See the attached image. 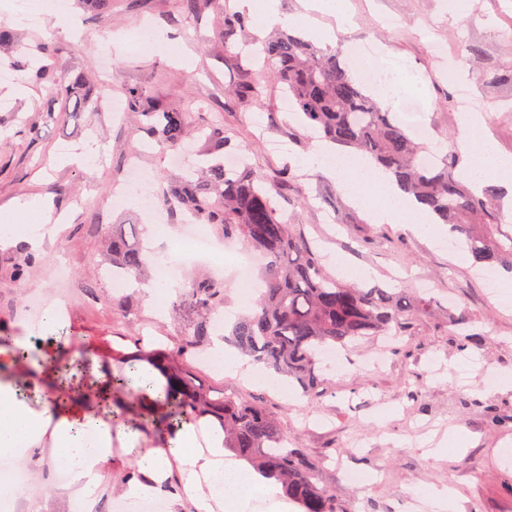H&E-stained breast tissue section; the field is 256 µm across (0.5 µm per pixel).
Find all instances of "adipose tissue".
Returning a JSON list of instances; mask_svg holds the SVG:
<instances>
[{
    "label": "adipose tissue",
    "instance_id": "1",
    "mask_svg": "<svg viewBox=\"0 0 512 512\" xmlns=\"http://www.w3.org/2000/svg\"><path fill=\"white\" fill-rule=\"evenodd\" d=\"M464 162L459 178L473 189L490 183L512 185V157L499 155L479 112L462 117ZM312 174L335 178L338 188L356 207L364 209L375 224H403L420 235H442L431 215L405 193L392 174L365 159L323 143L315 144L304 161ZM52 215L47 204L29 199L11 211L0 213V241L41 244ZM149 238L169 248L152 260L146 289L152 310L165 311L173 291L169 274L179 261V249L169 243L171 230L163 224L148 227ZM133 447L136 435L113 432L112 424L96 407L85 402L53 408L37 407L21 395L17 385L0 382V455L8 456L43 445L54 450L55 469L70 473L74 481L95 492L113 465V441ZM139 479L128 482L122 496L130 512L140 500L160 495L172 470L186 476L184 492L197 512H246L264 479L240 461L229 459L224 433L208 419L183 425L163 442L138 453Z\"/></svg>",
    "mask_w": 512,
    "mask_h": 512
}]
</instances>
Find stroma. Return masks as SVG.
Masks as SVG:
<instances>
[{
	"label": "stroma",
	"mask_w": 512,
	"mask_h": 512,
	"mask_svg": "<svg viewBox=\"0 0 512 512\" xmlns=\"http://www.w3.org/2000/svg\"><path fill=\"white\" fill-rule=\"evenodd\" d=\"M355 17L340 30L327 17L313 27L344 56L378 47L395 60L426 108L410 113L411 123L426 122L432 141L459 150L462 138L460 93L482 103L488 132L502 155H512V83L486 85L468 60L469 48L480 51L484 66L512 69V0H464L461 17L448 10V0H347ZM38 11L37 23L26 16ZM78 33L54 26L53 11L31 0H0V21L15 33L13 45L0 52V68H12L37 41L55 45L57 69L88 76L86 92L97 97L108 86L107 100L77 117L47 120L43 107L50 84L14 70L13 82L26 87L24 98L0 88V212L32 198L48 200L66 223L44 240L42 263L23 290L0 283V321L10 322L17 336L30 333L24 308L38 295L53 304L56 295H70L69 323L61 345L79 351L71 364L74 378L91 384L96 364H111L113 351L134 352V335L162 348H175L185 338L190 311L154 316L142 289L125 292L127 310L114 304L108 282L96 294L84 284L96 275L104 258V238L116 224L143 220L140 208L110 197L130 159H138L155 184L166 183L181 170L168 160L167 148L139 151L142 139L132 122L113 121L108 106L124 102L123 87L140 83L150 94L176 106L205 102L193 123L221 120L235 137L234 151L246 152L254 170L274 180L282 166L292 172L281 204L289 216L316 238L325 254L341 255L366 271L363 287L387 284L406 293L429 281L432 307L413 322L381 366H369L375 344L345 350L340 362L325 369L323 400L293 403L286 393L263 384L246 383L210 365L193 364L195 381L212 395L235 394L260 402L287 423L289 437H300L318 465L321 483L341 512H437L425 488L449 487L454 512H512V295L498 296L490 282L494 271L479 270L447 236L425 237L399 224H373L365 210L351 205L334 179L309 174L302 162L313 146L307 129L281 111V93H270L255 107L235 95L256 81L253 66L224 52L216 9L186 19L177 0H118L109 12L86 14L71 7ZM153 27L168 47L129 49L130 30ZM446 44V57L432 55L429 44ZM264 120L256 134L252 113ZM99 150L95 170L69 162L82 147ZM83 206H73L74 197ZM463 313L467 328L450 322ZM463 439L454 450L449 435ZM39 499L36 512H69L70 488L53 480L52 451L28 453ZM359 472L363 486L348 482L347 471Z\"/></svg>",
	"instance_id": "stroma-1"
}]
</instances>
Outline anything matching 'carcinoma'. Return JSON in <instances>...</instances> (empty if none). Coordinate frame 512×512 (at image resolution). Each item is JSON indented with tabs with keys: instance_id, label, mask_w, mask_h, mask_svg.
Wrapping results in <instances>:
<instances>
[{
	"instance_id": "carcinoma-1",
	"label": "carcinoma",
	"mask_w": 512,
	"mask_h": 512,
	"mask_svg": "<svg viewBox=\"0 0 512 512\" xmlns=\"http://www.w3.org/2000/svg\"><path fill=\"white\" fill-rule=\"evenodd\" d=\"M227 49L237 50V37L247 32L248 18L220 11ZM261 49L258 64L263 81L252 82L237 93L249 102L263 98L268 84L278 87L292 101L293 115L319 139L350 153L369 157L391 172L401 186L429 209L449 232L462 242L475 263L512 270V224L506 222L497 189L487 186L475 194L455 175L460 157L441 151L433 164L422 158L428 143L407 128L395 113L380 106L363 85L350 76L349 60L320 46L309 33L280 31L255 40ZM35 79L52 85L66 83L60 107L71 114L82 112L90 100L82 93L83 74L67 77L54 68H42ZM135 127L144 136L178 148L196 133L189 113L151 96L141 85L124 88ZM206 152L220 157L229 153L231 139L224 125L204 126ZM277 187L254 173L248 162L229 172L220 160L167 182L163 202L192 214L224 239L242 241L263 257L265 288L254 306L242 315L224 342L253 362L296 381L304 395L322 397V361L326 351L346 347L375 336H403L412 320L430 307V301L406 296L386 286L362 288L336 279L323 265L317 247L290 222L276 199ZM112 271L140 281L148 276L147 255L137 241L135 225L118 224L108 234ZM41 256L25 246L15 249L5 280L20 288ZM224 283L197 278L189 286L194 315L189 332L176 351L142 350L140 358L154 357L166 371L169 383L159 395L161 412L155 415L168 434L202 416L213 418L224 431V448L264 479L280 488L298 512H337L336 499L316 476L317 465L305 449L288 447L285 422L263 405L223 393L211 398L196 384L186 354L206 345L212 316L224 305ZM139 374L114 373L110 377L112 410H121L119 399L145 394Z\"/></svg>"
}]
</instances>
